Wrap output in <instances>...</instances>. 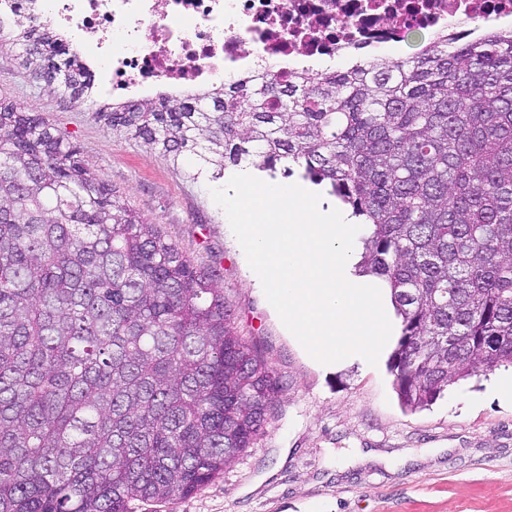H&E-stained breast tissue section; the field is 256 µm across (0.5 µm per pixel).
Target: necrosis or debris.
Segmentation results:
<instances>
[{"mask_svg":"<svg viewBox=\"0 0 512 512\" xmlns=\"http://www.w3.org/2000/svg\"><path fill=\"white\" fill-rule=\"evenodd\" d=\"M65 32L102 100L166 89L189 95L260 73L286 80L325 59L512 21V0H39Z\"/></svg>","mask_w":512,"mask_h":512,"instance_id":"necrosis-or-debris-1","label":"necrosis or debris"}]
</instances>
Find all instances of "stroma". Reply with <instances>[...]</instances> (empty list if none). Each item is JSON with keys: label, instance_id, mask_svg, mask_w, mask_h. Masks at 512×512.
I'll return each mask as SVG.
<instances>
[{"label": "stroma", "instance_id": "35a3bbf8", "mask_svg": "<svg viewBox=\"0 0 512 512\" xmlns=\"http://www.w3.org/2000/svg\"><path fill=\"white\" fill-rule=\"evenodd\" d=\"M21 46L0 48V97L39 112L118 198L195 264L216 268L241 336L275 369L283 391L264 433L239 462L190 498L136 512H512V406L493 374L458 381L428 409L404 410L389 371L319 368L288 336L211 191L141 141L113 133L86 100L35 83Z\"/></svg>", "mask_w": 512, "mask_h": 512}]
</instances>
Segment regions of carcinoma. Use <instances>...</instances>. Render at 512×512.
I'll return each instance as SVG.
<instances>
[{"label": "carcinoma", "instance_id": "obj_1", "mask_svg": "<svg viewBox=\"0 0 512 512\" xmlns=\"http://www.w3.org/2000/svg\"><path fill=\"white\" fill-rule=\"evenodd\" d=\"M35 31L33 79L82 98L90 75ZM101 117L175 164L198 157L194 179L287 160L370 225L357 267L391 289L405 409L512 364V28ZM279 392L214 271L0 99V512L186 499L252 447Z\"/></svg>", "mask_w": 512, "mask_h": 512}]
</instances>
